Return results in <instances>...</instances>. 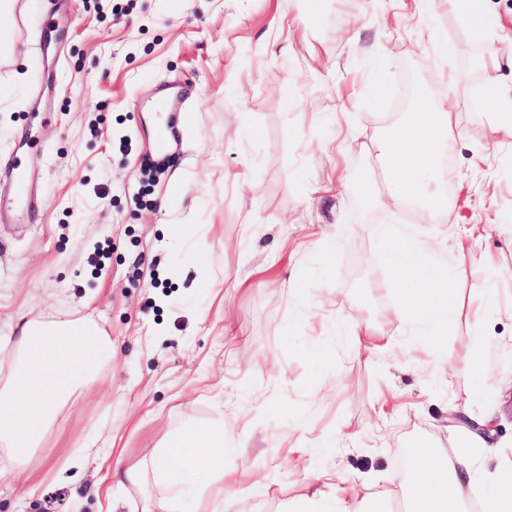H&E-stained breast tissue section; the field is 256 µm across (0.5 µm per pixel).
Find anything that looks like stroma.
Instances as JSON below:
<instances>
[{
  "label": "stroma",
  "mask_w": 512,
  "mask_h": 512,
  "mask_svg": "<svg viewBox=\"0 0 512 512\" xmlns=\"http://www.w3.org/2000/svg\"><path fill=\"white\" fill-rule=\"evenodd\" d=\"M486 9L511 82L512 0ZM302 13L299 0H0V157H25L33 193L28 215L0 223V378L20 317L88 315L112 339L47 457L21 479L0 469V512H142L145 488L113 487L112 468L188 423L222 420L239 479L227 490L247 512H282L323 469L373 480L402 512L398 450L467 451L472 414L512 441V150L478 113L469 61L486 45L441 0ZM408 73L458 104L451 200L433 224L363 210L351 181ZM164 82L189 90L191 113L162 159L141 104ZM35 87L47 118L28 110ZM171 224L196 225L197 241ZM379 224L417 225L442 259L471 234L453 287L465 309L490 304L481 327L404 334ZM357 323L386 347L355 355ZM324 435L334 448L314 454ZM91 439L77 482L51 483L47 459Z\"/></svg>",
  "instance_id": "35a3bbf8"
}]
</instances>
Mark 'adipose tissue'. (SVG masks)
<instances>
[{"mask_svg":"<svg viewBox=\"0 0 512 512\" xmlns=\"http://www.w3.org/2000/svg\"><path fill=\"white\" fill-rule=\"evenodd\" d=\"M495 53L480 59L485 74L483 95L494 107L488 113L493 136L512 148V90L501 86ZM458 131L455 107L432 104L422 111L395 113L390 133L366 147L386 171V187L377 199L383 206L410 209L435 220L444 204L442 158ZM374 238L388 263L389 284L403 310L411 336H444L461 309L448 286L452 265L434 257V244L419 241L409 225H377ZM112 359V340L93 319L26 321L15 342L10 374L0 384V448L15 473H23L64 409L88 391ZM483 458L452 454L410 471L407 486L415 512H459L472 492L482 496V512H512V493L499 483L512 472V450L490 448L475 435ZM227 444L221 424L187 425L171 434L147 462L126 469L118 484L151 481L155 495L146 512H190L204 494H212L218 512H243L242 500L225 495ZM289 512H388L385 499L367 487L345 494L335 485L318 488L293 503Z\"/></svg>","mask_w":512,"mask_h":512,"instance_id":"adipose-tissue-1","label":"adipose tissue"}]
</instances>
